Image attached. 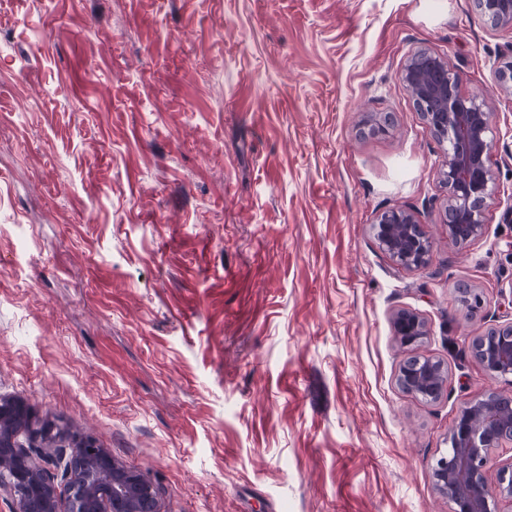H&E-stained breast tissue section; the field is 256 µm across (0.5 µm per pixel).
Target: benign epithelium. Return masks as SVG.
Here are the masks:
<instances>
[{"label": "benign epithelium", "instance_id": "benign-epithelium-1", "mask_svg": "<svg viewBox=\"0 0 512 512\" xmlns=\"http://www.w3.org/2000/svg\"><path fill=\"white\" fill-rule=\"evenodd\" d=\"M493 28L512 29V0H473ZM501 91L512 96V58L497 71ZM415 110L443 148L438 171L448 190L442 224L448 238L465 248L482 236L484 215L494 199L496 177L492 112L478 95L460 92V76L448 62L423 49L401 71ZM392 126V114L369 115L371 133ZM379 246L397 265L425 267L432 243L414 212L402 208L380 213L373 224ZM459 301L473 314L483 307L479 289H457ZM397 340L412 346L428 335L425 318L408 309L392 317ZM471 355L492 378H512V322L497 323L472 339ZM398 382L426 401L447 390L444 364L425 356L410 357L399 369ZM448 451L432 467L436 491L453 504L452 512H512V468L499 472L489 486L486 469L496 448L512 446V398L491 391L462 408L449 435ZM47 468H30L34 455ZM10 498L14 512H159V489L140 474L115 463L90 441L61 444L53 427L33 426L19 401L0 400V497Z\"/></svg>", "mask_w": 512, "mask_h": 512}]
</instances>
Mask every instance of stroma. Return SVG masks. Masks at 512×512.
Returning <instances> with one entry per match:
<instances>
[{
    "mask_svg": "<svg viewBox=\"0 0 512 512\" xmlns=\"http://www.w3.org/2000/svg\"><path fill=\"white\" fill-rule=\"evenodd\" d=\"M422 47L493 111L463 250L400 79ZM511 52L470 0H0V399L159 485L160 512H450L432 466L460 408L512 397L469 354L512 320ZM396 207L426 268L374 237ZM414 354L444 363L439 400L399 386ZM373 229L379 246L397 265L416 269L430 264L432 243L414 212L402 208L383 211ZM392 328L395 337L404 346L415 345L428 335L425 318L408 309H401L393 315Z\"/></svg>",
    "mask_w": 512,
    "mask_h": 512,
    "instance_id": "1",
    "label": "stroma"
}]
</instances>
